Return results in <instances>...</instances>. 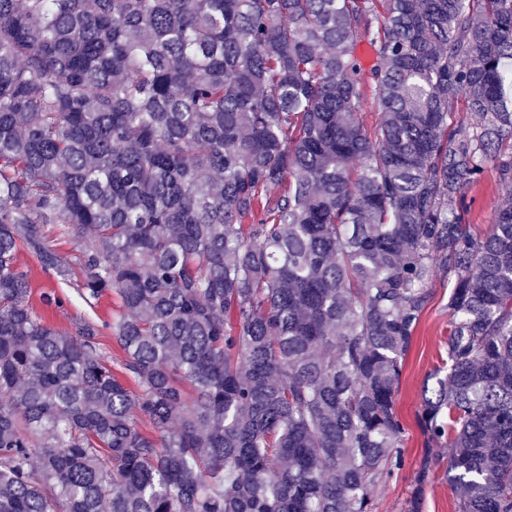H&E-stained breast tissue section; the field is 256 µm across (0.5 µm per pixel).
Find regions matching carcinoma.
Segmentation results:
<instances>
[{"label":"carcinoma","instance_id":"1","mask_svg":"<svg viewBox=\"0 0 512 512\" xmlns=\"http://www.w3.org/2000/svg\"><path fill=\"white\" fill-rule=\"evenodd\" d=\"M508 59L512 0H0V512H374L439 274L405 512L444 449L457 512H512V197L481 235L467 195L512 185ZM50 224L119 371L29 302ZM381 115V110L374 95L370 90L365 89L362 96L360 116L368 132L373 133L381 120ZM429 303L423 312L405 357L398 394V412L406 428L404 467L375 489L376 512H404L423 458V437L415 422V412L424 390L436 386V371L445 357L448 341V286L439 276L431 286Z\"/></svg>","mask_w":512,"mask_h":512}]
</instances>
